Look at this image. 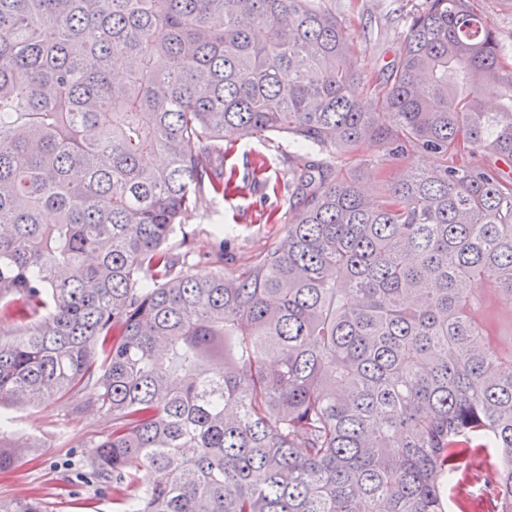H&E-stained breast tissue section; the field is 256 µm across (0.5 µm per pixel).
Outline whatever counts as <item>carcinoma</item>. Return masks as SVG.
<instances>
[{"mask_svg": "<svg viewBox=\"0 0 512 512\" xmlns=\"http://www.w3.org/2000/svg\"><path fill=\"white\" fill-rule=\"evenodd\" d=\"M504 59L471 0H424L370 85L329 0H0V404L111 415L80 478L122 512H512ZM276 134L442 165L313 160L283 236L188 271L214 157ZM336 162L349 172H355L372 190H378L389 173L393 175L398 171V168L390 166L375 150L366 148L353 155L336 159Z\"/></svg>", "mask_w": 512, "mask_h": 512, "instance_id": "carcinoma-1", "label": "carcinoma"}]
</instances>
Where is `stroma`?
<instances>
[{"label":"stroma","instance_id":"35a3bbf8","mask_svg":"<svg viewBox=\"0 0 512 512\" xmlns=\"http://www.w3.org/2000/svg\"><path fill=\"white\" fill-rule=\"evenodd\" d=\"M422 0H331L344 31L358 57L364 81L382 79L386 67L400 50L406 21ZM316 151L292 144L285 136L259 139L238 138L224 158L228 168L244 170L247 162L265 161L266 171L258 183L240 184L227 199L205 198L197 208L184 214L171 247L181 240L191 243L188 268L191 272L210 270L219 239L229 241V268L248 264L282 236L286 223H270L269 211H286V192L291 168L318 159ZM343 168L356 173L370 188H379L393 168L372 149L347 155ZM0 416L11 420L12 430L29 437L31 452L22 455L14 470L0 473V499L18 494L42 499L46 512H117L111 498L94 489L78 486L75 478L84 457L94 444L112 429L110 415L94 410L70 412L63 403L37 407L5 404Z\"/></svg>","mask_w":512,"mask_h":512}]
</instances>
